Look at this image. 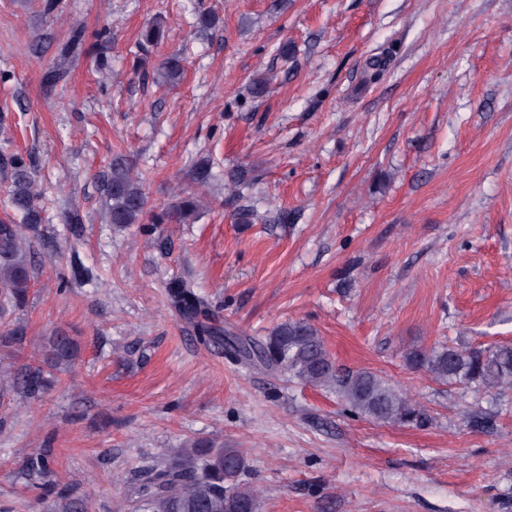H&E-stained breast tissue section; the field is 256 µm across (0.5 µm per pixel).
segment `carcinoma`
I'll return each mask as SVG.
<instances>
[{
  "instance_id": "carcinoma-1",
  "label": "carcinoma",
  "mask_w": 512,
  "mask_h": 512,
  "mask_svg": "<svg viewBox=\"0 0 512 512\" xmlns=\"http://www.w3.org/2000/svg\"><path fill=\"white\" fill-rule=\"evenodd\" d=\"M163 33L156 23L140 33L142 48L161 41ZM85 35L74 29L61 49L70 58L82 52ZM182 59L168 57L162 65L163 76L175 80L183 74ZM8 203L22 215L24 224L0 222V310L23 305L34 279L38 252L23 240V229L47 245L40 233L43 224L42 191L29 164L21 156L10 162ZM101 187L110 201L108 219L112 224H139L142 231L157 236L159 247L166 240L158 233L162 224H186L195 215L198 200L187 195L156 212L147 209L143 181L130 175L122 155L112 159ZM171 307L197 328L200 341L226 343L235 360L264 369L287 373L306 385L336 392L349 409L367 419L396 425L422 426L428 421L427 406L414 396L389 384L367 369L346 370L331 358L322 336L310 323L288 321L276 326L261 339L232 337L224 339V329L210 321L209 303L193 285L180 280L170 285ZM26 327L16 323L0 332V348L20 351ZM74 340L58 330L48 340L42 364L23 365L13 377L12 387L30 399L41 397L45 386L44 367L68 361L74 353ZM412 369L426 371L443 385H475L487 390L512 388V345L489 349L453 346L415 348L405 355ZM248 470L246 453L222 443L205 440L192 444L181 453L164 457L140 468L127 482L121 512H258V500L243 481ZM23 478L45 491L54 487L53 469L45 452L30 456Z\"/></svg>"
}]
</instances>
